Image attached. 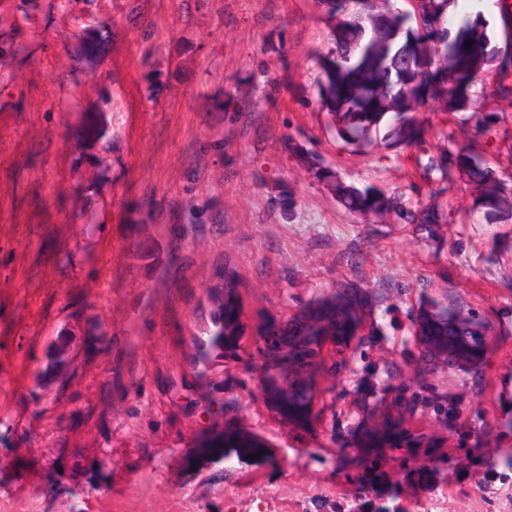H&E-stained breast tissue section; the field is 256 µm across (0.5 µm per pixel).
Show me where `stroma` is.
<instances>
[{
  "label": "stroma",
  "mask_w": 512,
  "mask_h": 512,
  "mask_svg": "<svg viewBox=\"0 0 512 512\" xmlns=\"http://www.w3.org/2000/svg\"><path fill=\"white\" fill-rule=\"evenodd\" d=\"M481 14L494 61L470 110L426 97L414 117L430 153L476 146L512 189V98L493 92L512 39L499 0ZM37 25L0 97V512H512V218H486L461 184L436 198L434 230L375 222L316 178L310 152L345 182L434 199L416 150L358 152L328 127L311 58L333 46L323 9L69 0ZM89 30L108 44L92 89L66 76ZM221 275L240 339L200 366ZM345 283L364 339L326 350L335 378L310 425L288 423L258 389L260 330ZM435 303L487 326L478 363L423 361L416 323ZM62 344L70 364L46 379ZM400 397L404 436L364 452L368 409ZM228 429L266 453L208 448ZM490 457L506 482L482 489L471 473Z\"/></svg>",
  "instance_id": "obj_1"
}]
</instances>
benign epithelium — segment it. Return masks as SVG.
<instances>
[{"label":"benign epithelium","instance_id":"benign-epithelium-1","mask_svg":"<svg viewBox=\"0 0 512 512\" xmlns=\"http://www.w3.org/2000/svg\"><path fill=\"white\" fill-rule=\"evenodd\" d=\"M335 303L324 320L304 313L290 325H267L262 333L259 352L263 363L276 366L273 371L263 370L261 391L273 404L277 412L288 422L308 425L313 409L320 395V381L335 376L336 364H327L323 351L333 346L339 354L359 341L363 332L346 335L336 333L333 321ZM417 343L422 357L430 362H444L455 365L475 363L482 359L487 347L485 336H450L448 343L441 346L432 336L417 334ZM405 400H396L382 414L375 409L366 413V432L370 446L385 443L389 434L395 431L405 419Z\"/></svg>","mask_w":512,"mask_h":512}]
</instances>
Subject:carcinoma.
I'll return each mask as SVG.
<instances>
[{
    "mask_svg": "<svg viewBox=\"0 0 512 512\" xmlns=\"http://www.w3.org/2000/svg\"><path fill=\"white\" fill-rule=\"evenodd\" d=\"M332 22L334 48L313 53L322 78L318 81L319 111L336 126L347 143L362 149L372 143L371 132L385 126L380 143L385 148L417 150L425 144L424 130L413 112L420 97L440 95L453 108L466 109L468 90L476 84L480 68L489 62L486 54L489 37L480 13H471L474 3L466 2L462 21L455 35L444 26L448 0H410L411 10L401 12L383 0L374 7L369 0H320ZM54 5V0H14L15 16L9 23L15 37L0 34V61L23 64L28 48L17 40L22 35L20 22L34 23L38 13ZM471 46H466V42ZM427 179L439 185L436 197L447 191L443 184L458 179L477 192L479 207L488 217L512 216V193L484 159L471 149L458 147L450 139L439 155L428 156L422 164ZM331 183L336 198L349 211L365 217L383 219L392 214L405 224L432 228L442 223L439 205L404 206L401 198L371 186L347 184L330 171H319ZM235 284L224 280L215 284L218 307L224 320L215 323L199 360H208L210 351L224 348V323L239 320ZM433 317L429 333L433 336L471 335L468 327L487 331V327L444 307L426 310L420 317ZM69 362L68 349L56 348L49 357L46 373L57 374Z\"/></svg>",
    "mask_w": 512,
    "mask_h": 512,
    "instance_id": "obj_1",
    "label": "carcinoma"
}]
</instances>
